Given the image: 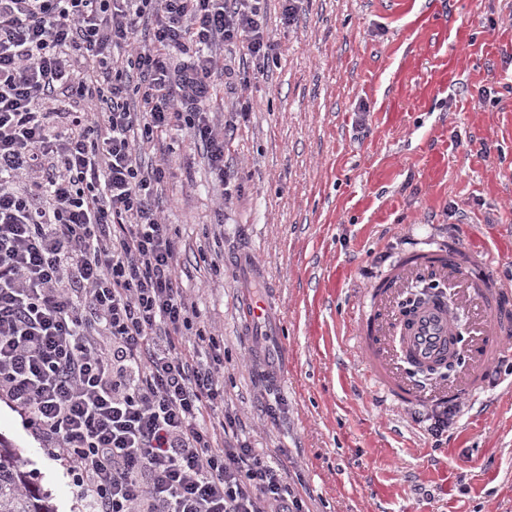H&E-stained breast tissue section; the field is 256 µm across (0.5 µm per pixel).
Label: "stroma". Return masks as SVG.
<instances>
[{
  "mask_svg": "<svg viewBox=\"0 0 512 512\" xmlns=\"http://www.w3.org/2000/svg\"><path fill=\"white\" fill-rule=\"evenodd\" d=\"M278 44L263 76L235 65L217 105L253 109L224 157L241 195L221 205L183 132L165 160L178 276L224 343V393L254 448L285 462L310 512H512V352L483 393L401 408L367 378L354 325L375 278L420 243L491 256L512 288V0H302L296 25L265 0ZM498 91L499 102L483 98ZM367 112H360V105ZM221 253L209 270L200 250ZM265 270L247 277L240 253ZM260 289L276 332L241 323ZM275 396L278 419L261 414ZM0 436L39 470L55 512H83L61 463L0 391Z\"/></svg>",
  "mask_w": 512,
  "mask_h": 512,
  "instance_id": "obj_1",
  "label": "stroma"
}]
</instances>
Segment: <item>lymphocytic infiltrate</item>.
<instances>
[{"label": "lymphocytic infiltrate", "mask_w": 512, "mask_h": 512, "mask_svg": "<svg viewBox=\"0 0 512 512\" xmlns=\"http://www.w3.org/2000/svg\"><path fill=\"white\" fill-rule=\"evenodd\" d=\"M275 49L261 0H0V390L85 512H309L224 401L161 217L167 167L138 160L186 132L231 202L252 105L216 123L214 78Z\"/></svg>", "instance_id": "lymphocytic-infiltrate-1"}]
</instances>
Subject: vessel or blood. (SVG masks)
<instances>
[{"label":"vessel or blood","mask_w":512,"mask_h":512,"mask_svg":"<svg viewBox=\"0 0 512 512\" xmlns=\"http://www.w3.org/2000/svg\"><path fill=\"white\" fill-rule=\"evenodd\" d=\"M487 266V259L462 249L431 244L399 258L378 278L355 333L370 379L391 401L405 407L422 401V389L404 376L402 364L429 363L453 350L455 320L445 305H425L408 318L395 309L397 288L422 279L447 288L469 308L464 370L441 392V400L452 403L483 389L491 364L507 353L512 339V289L499 283Z\"/></svg>","instance_id":"obj_1"}]
</instances>
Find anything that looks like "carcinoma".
Returning a JSON list of instances; mask_svg holds the SVG:
<instances>
[{
  "label": "carcinoma",
  "instance_id": "obj_1",
  "mask_svg": "<svg viewBox=\"0 0 512 512\" xmlns=\"http://www.w3.org/2000/svg\"><path fill=\"white\" fill-rule=\"evenodd\" d=\"M28 484L19 454L0 437V512H54L44 497L27 490Z\"/></svg>",
  "mask_w": 512,
  "mask_h": 512
}]
</instances>
